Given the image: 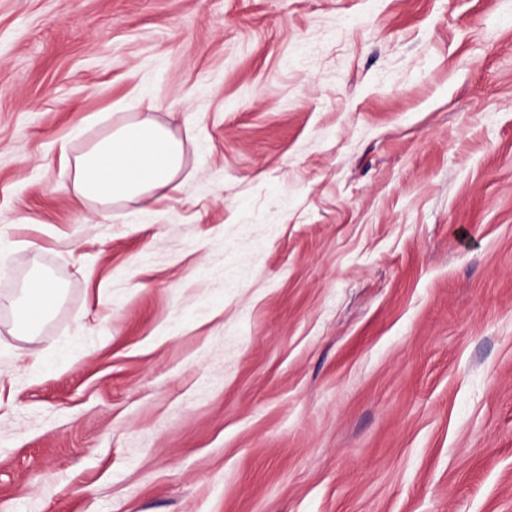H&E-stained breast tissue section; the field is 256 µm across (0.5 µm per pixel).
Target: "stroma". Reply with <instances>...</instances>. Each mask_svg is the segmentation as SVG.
I'll list each match as a JSON object with an SVG mask.
<instances>
[{"label":"stroma","instance_id":"1","mask_svg":"<svg viewBox=\"0 0 512 512\" xmlns=\"http://www.w3.org/2000/svg\"><path fill=\"white\" fill-rule=\"evenodd\" d=\"M0 512H512V0H0ZM183 156V142L152 112H140L75 157L74 186L81 198L101 206L125 200L149 205L181 173ZM63 286L42 273L35 274L13 303L15 326L19 336L34 338L63 296Z\"/></svg>","mask_w":512,"mask_h":512}]
</instances>
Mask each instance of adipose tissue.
<instances>
[{"label": "adipose tissue", "instance_id": "obj_1", "mask_svg": "<svg viewBox=\"0 0 512 512\" xmlns=\"http://www.w3.org/2000/svg\"><path fill=\"white\" fill-rule=\"evenodd\" d=\"M183 156L182 141L152 113L140 112L75 157L74 186L81 198L103 206L125 200L148 205L181 173ZM62 296V285L35 274L14 303L17 333L38 336Z\"/></svg>", "mask_w": 512, "mask_h": 512}]
</instances>
